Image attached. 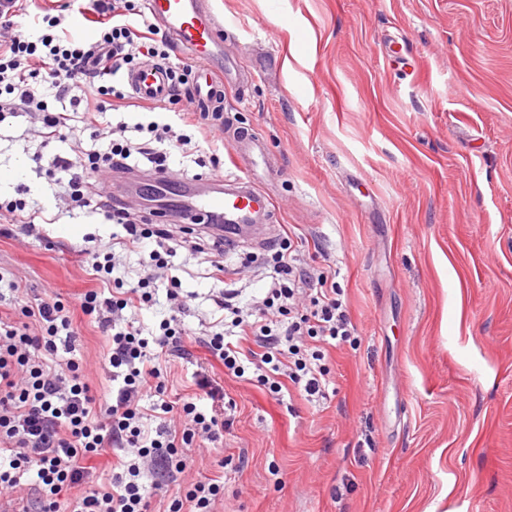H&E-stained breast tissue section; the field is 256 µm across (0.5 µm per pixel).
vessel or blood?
<instances>
[{
  "label": "vessel or blood",
  "instance_id": "vessel-or-blood-1",
  "mask_svg": "<svg viewBox=\"0 0 512 512\" xmlns=\"http://www.w3.org/2000/svg\"><path fill=\"white\" fill-rule=\"evenodd\" d=\"M149 16L167 28L175 43L197 61V96L206 101L218 92L214 66L222 55L216 37L218 22L206 0H144ZM127 82L140 99L162 102L167 80L155 66L128 74ZM239 167L252 170L266 158V146L256 136H244L233 150ZM190 215L195 219L223 218L225 242L234 241L239 232L266 221L271 213L265 195L240 179L216 177L210 188L189 195Z\"/></svg>",
  "mask_w": 512,
  "mask_h": 512
}]
</instances>
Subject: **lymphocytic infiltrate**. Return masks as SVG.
<instances>
[{
	"label": "lymphocytic infiltrate",
	"mask_w": 512,
	"mask_h": 512,
	"mask_svg": "<svg viewBox=\"0 0 512 512\" xmlns=\"http://www.w3.org/2000/svg\"><path fill=\"white\" fill-rule=\"evenodd\" d=\"M130 0H90L83 18L94 23L98 38L90 44L62 41L51 33L31 41L15 36L0 41V118L9 114L39 112L50 135L59 134L73 118L94 126L100 114L136 106L131 93L116 90L108 77L135 70L140 58L167 62L173 50L159 38L149 18L130 22ZM48 85L62 112L49 111L38 94ZM191 110L183 108L180 119L190 125ZM168 123L137 125L139 140L125 138L116 125L115 138L106 147L81 157L54 155L47 175H69L64 191L70 209L94 205L106 220L121 226L122 234L111 244L89 248L91 268L97 281L111 285V296L91 289L80 298L84 314L96 315L109 343L108 365L118 384L111 398L99 400L90 393L82 367L73 353L77 333L68 304L54 297H37L22 308V321L0 318V450L9 454L7 469H0V493L13 491L21 474L35 471L36 483L24 512H150L155 490L170 485L176 493L164 496L162 512H214L224 488L214 481H198L178 489L189 464L188 449L204 442H218L229 421L223 413L198 410L195 402L165 400V378L156 366L160 357L189 356L190 335L177 317L162 320L158 335L145 338L125 309L152 305L160 272L169 270L174 246L164 241L165 232L145 217L130 212L86 171L144 170L148 177L171 176V150H190L192 137ZM157 238L137 282L125 287L115 277L111 245L125 250L140 248L143 240ZM298 241L286 233L260 267L270 278L261 305L242 303L241 289L225 282L213 302L224 313V329L204 333L201 341L235 377L252 372L253 380L272 394H280L291 381L309 397H325L328 372L323 364L324 347L348 341L356 331L342 290L334 274L302 266L297 260ZM153 396L151 407L140 404ZM160 422L146 433L147 412ZM179 413L181 435H173L166 417ZM106 448L131 453L113 475L111 489L89 488L91 471L82 461ZM86 485L84 495L71 498L67 491Z\"/></svg>",
	"instance_id": "1"
}]
</instances>
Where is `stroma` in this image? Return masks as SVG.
<instances>
[{
  "instance_id": "stroma-1",
  "label": "stroma",
  "mask_w": 512,
  "mask_h": 512,
  "mask_svg": "<svg viewBox=\"0 0 512 512\" xmlns=\"http://www.w3.org/2000/svg\"><path fill=\"white\" fill-rule=\"evenodd\" d=\"M222 23L223 174L230 149L260 137L252 180L273 204L262 238L284 225L301 261L336 275L354 344L331 347L326 399H275L225 374L201 343L160 362L170 399L207 376L233 402L222 442L191 452L182 486L224 485L218 512H512V0H208ZM80 43L97 32L79 0H31L13 33L37 37L45 11ZM38 114L0 121V202L57 215L36 234H0V297L17 317L33 296L73 301L97 288L79 251L111 242L103 215L68 213L40 170L94 148L72 121L44 141ZM262 239L225 253L244 299L270 280L241 268ZM174 274L195 293L185 311L160 280L153 306L130 313L144 334L179 315L190 332L221 320L207 255L178 249ZM19 290H12V283ZM85 382L111 394L108 340L74 309Z\"/></svg>"
}]
</instances>
